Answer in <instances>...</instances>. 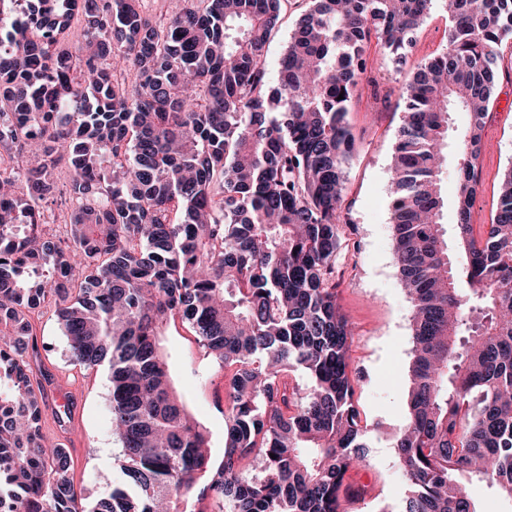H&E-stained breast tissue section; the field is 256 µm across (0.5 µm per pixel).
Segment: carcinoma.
Returning <instances> with one entry per match:
<instances>
[{
  "label": "carcinoma",
  "instance_id": "1",
  "mask_svg": "<svg viewBox=\"0 0 512 512\" xmlns=\"http://www.w3.org/2000/svg\"><path fill=\"white\" fill-rule=\"evenodd\" d=\"M142 2L0 0V512H343L368 448L336 303L347 113L371 43L403 63L434 0H306L274 89L264 50L289 0H183L153 20ZM448 10V47L404 88L388 187L413 306L400 512H479L473 480L512 500V167L473 224L512 0ZM454 112L470 124L450 246ZM58 193L65 245L38 223ZM51 300L72 359L109 374L121 481L89 511L31 380L28 312ZM176 317L233 369L216 469L161 344ZM469 122V116L465 112H456L452 116V131L450 133V146L448 148V172L443 175V193L448 201V208L444 211L443 222L448 229V240L451 238L454 224V205L456 192V177L454 168L453 140L458 131L464 130Z\"/></svg>",
  "mask_w": 512,
  "mask_h": 512
}]
</instances>
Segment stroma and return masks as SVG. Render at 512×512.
I'll use <instances>...</instances> for the list:
<instances>
[{
  "mask_svg": "<svg viewBox=\"0 0 512 512\" xmlns=\"http://www.w3.org/2000/svg\"><path fill=\"white\" fill-rule=\"evenodd\" d=\"M304 10L299 0L285 9L266 47L265 65L276 72ZM446 0H435L416 33L403 67L370 53L348 114L353 152L345 166L341 199L342 247L336 262V301L350 329L353 401L367 426L368 456L350 474L362 494L347 512H400L406 493L398 467L395 437L408 419L412 304L396 267L388 209L394 145L404 116L402 89L420 63L448 40ZM490 120L482 133L480 180L473 221L491 220L500 177L512 166V57L498 62ZM38 350L33 375L43 387L46 435L63 445L74 461L75 490L90 503L118 480V442L112 436L106 368L75 364L52 308L31 316ZM172 374L191 410L209 433L211 461L224 458V372L182 323L162 337Z\"/></svg>",
  "mask_w": 512,
  "mask_h": 512,
  "instance_id": "1",
  "label": "stroma"
}]
</instances>
